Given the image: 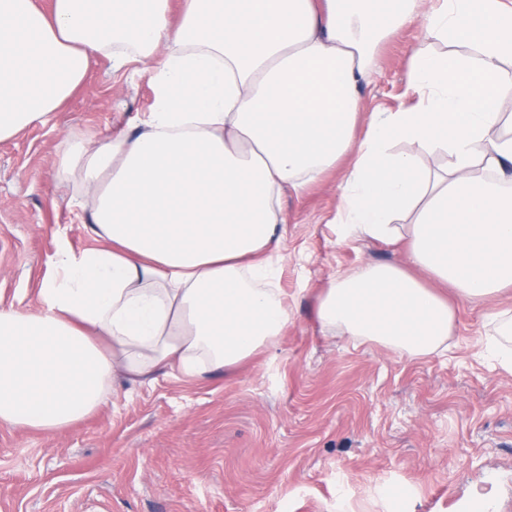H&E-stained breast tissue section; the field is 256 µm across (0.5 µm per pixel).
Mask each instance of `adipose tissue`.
<instances>
[{"instance_id": "obj_1", "label": "adipose tissue", "mask_w": 512, "mask_h": 512, "mask_svg": "<svg viewBox=\"0 0 512 512\" xmlns=\"http://www.w3.org/2000/svg\"><path fill=\"white\" fill-rule=\"evenodd\" d=\"M171 4L0 0V141L49 124L98 58L140 63L154 88L136 132L59 162L88 191L95 244H60L38 310L0 306V427L52 435L96 413L117 374L204 380L275 346L291 321L282 196L336 168L341 241L402 243L407 260L333 278L324 329L426 358L449 348L454 300L512 288L505 0H181L176 19ZM414 21L416 104L359 130L380 43ZM405 140L424 160L395 151ZM487 319L512 374V310Z\"/></svg>"}]
</instances>
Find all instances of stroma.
I'll return each mask as SVG.
<instances>
[{
    "mask_svg": "<svg viewBox=\"0 0 512 512\" xmlns=\"http://www.w3.org/2000/svg\"><path fill=\"white\" fill-rule=\"evenodd\" d=\"M422 40L413 23L381 46L360 123L412 106ZM153 103L139 63L101 59L51 123L0 141V303L37 309L60 242L92 243L79 184L57 177L64 151L132 130ZM340 183L333 172L284 195L292 322L275 349L202 382L118 378L106 405L55 435L0 428V512H467L477 491L512 512V375L482 353L487 305L456 302L448 352L421 359L318 323L330 278L404 258L339 242Z\"/></svg>",
    "mask_w": 512,
    "mask_h": 512,
    "instance_id": "obj_1",
    "label": "stroma"
}]
</instances>
